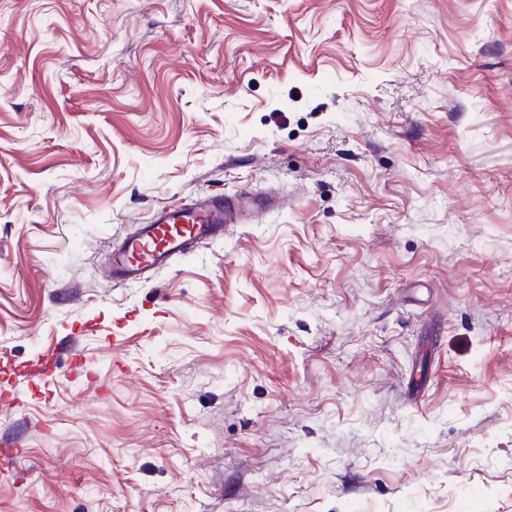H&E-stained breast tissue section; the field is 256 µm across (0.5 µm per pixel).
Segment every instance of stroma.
Returning a JSON list of instances; mask_svg holds the SVG:
<instances>
[{
  "label": "stroma",
  "instance_id": "1",
  "mask_svg": "<svg viewBox=\"0 0 512 512\" xmlns=\"http://www.w3.org/2000/svg\"><path fill=\"white\" fill-rule=\"evenodd\" d=\"M43 353L0 512H512V0H0V361ZM271 196H214L189 207L159 210L147 224L113 250L109 271L114 286L149 283L156 270L187 251L191 245L224 236L247 210L259 215L277 207Z\"/></svg>",
  "mask_w": 512,
  "mask_h": 512
}]
</instances>
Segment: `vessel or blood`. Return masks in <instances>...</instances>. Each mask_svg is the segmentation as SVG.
<instances>
[{
  "label": "vessel or blood",
  "instance_id": "b4317fda",
  "mask_svg": "<svg viewBox=\"0 0 512 512\" xmlns=\"http://www.w3.org/2000/svg\"><path fill=\"white\" fill-rule=\"evenodd\" d=\"M277 205L274 197L255 194L215 196L189 207L161 209L113 251L109 263L112 283L119 287L148 283L156 270L191 245L222 237L229 226L240 222L245 211L258 214Z\"/></svg>",
  "mask_w": 512,
  "mask_h": 512
}]
</instances>
